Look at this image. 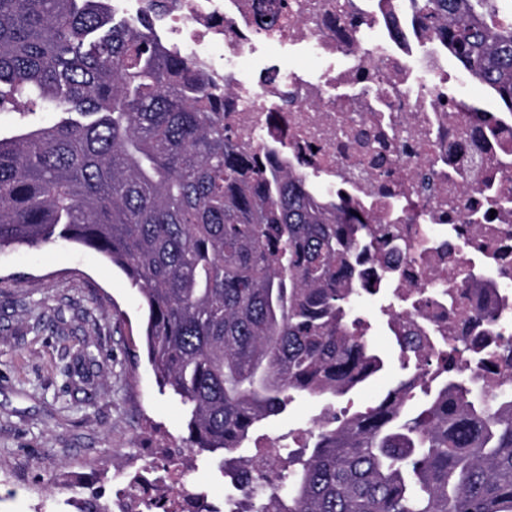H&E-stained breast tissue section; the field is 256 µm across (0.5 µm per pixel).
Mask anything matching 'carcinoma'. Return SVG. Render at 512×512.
Returning a JSON list of instances; mask_svg holds the SVG:
<instances>
[{"instance_id":"carcinoma-1","label":"carcinoma","mask_w":512,"mask_h":512,"mask_svg":"<svg viewBox=\"0 0 512 512\" xmlns=\"http://www.w3.org/2000/svg\"><path fill=\"white\" fill-rule=\"evenodd\" d=\"M458 61L512 108V0H424ZM110 0H0V108L60 118L0 137V247L93 249L138 287L157 384L189 448L245 479L254 426L386 368L349 330L362 219L261 170L224 127V92ZM287 454L235 512H496L512 500V392L466 374L401 380Z\"/></svg>"}]
</instances>
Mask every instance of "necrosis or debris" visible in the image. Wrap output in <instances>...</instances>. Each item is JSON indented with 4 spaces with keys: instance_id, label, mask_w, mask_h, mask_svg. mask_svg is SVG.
Segmentation results:
<instances>
[{
    "instance_id": "4bbe7bcc",
    "label": "necrosis or debris",
    "mask_w": 512,
    "mask_h": 512,
    "mask_svg": "<svg viewBox=\"0 0 512 512\" xmlns=\"http://www.w3.org/2000/svg\"><path fill=\"white\" fill-rule=\"evenodd\" d=\"M136 2L222 84L239 149L363 217L349 320L383 300L387 335L422 337L426 371L451 357L479 391L512 384V351L492 370L470 360L484 337L512 340V110L472 97L421 0ZM168 487L179 512H211L174 459L125 483L115 512H163Z\"/></svg>"
}]
</instances>
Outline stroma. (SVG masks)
I'll return each instance as SVG.
<instances>
[{
    "label": "stroma",
    "mask_w": 512,
    "mask_h": 512,
    "mask_svg": "<svg viewBox=\"0 0 512 512\" xmlns=\"http://www.w3.org/2000/svg\"><path fill=\"white\" fill-rule=\"evenodd\" d=\"M126 275L69 242L0 250V512H73L69 484L111 498L121 476L187 434L144 344ZM323 401L303 398L246 445L305 441Z\"/></svg>",
    "instance_id": "1"
}]
</instances>
